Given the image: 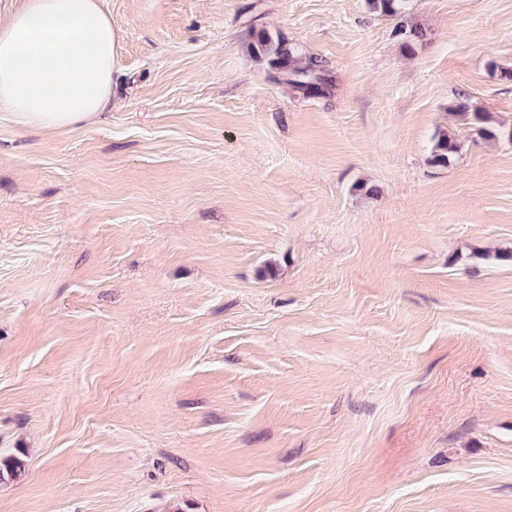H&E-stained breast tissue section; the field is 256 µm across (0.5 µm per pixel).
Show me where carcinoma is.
<instances>
[{"label":"carcinoma","instance_id":"1","mask_svg":"<svg viewBox=\"0 0 512 512\" xmlns=\"http://www.w3.org/2000/svg\"><path fill=\"white\" fill-rule=\"evenodd\" d=\"M370 10L384 17L400 19L396 25L395 34L404 38V47L412 52L414 44L422 37V31L417 26H408V3L410 0H367ZM257 53L271 56V64L275 65L285 76V81L292 87L306 93L322 95L329 89V77L325 66L314 57L303 59L297 51L288 48L281 40H274L263 34L258 39ZM456 141L448 136V132L436 134L433 148V162L439 165L448 164V156L457 152ZM25 463L16 457L0 459V481L10 477L18 478L24 472Z\"/></svg>","mask_w":512,"mask_h":512}]
</instances>
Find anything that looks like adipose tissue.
<instances>
[{
	"label": "adipose tissue",
	"instance_id": "ef3b65f1",
	"mask_svg": "<svg viewBox=\"0 0 512 512\" xmlns=\"http://www.w3.org/2000/svg\"><path fill=\"white\" fill-rule=\"evenodd\" d=\"M114 42L99 0H27L0 25V112L44 130L94 121L111 94Z\"/></svg>",
	"mask_w": 512,
	"mask_h": 512
}]
</instances>
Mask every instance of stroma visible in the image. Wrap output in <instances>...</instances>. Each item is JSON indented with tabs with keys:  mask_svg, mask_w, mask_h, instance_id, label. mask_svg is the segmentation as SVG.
Instances as JSON below:
<instances>
[{
	"mask_svg": "<svg viewBox=\"0 0 512 512\" xmlns=\"http://www.w3.org/2000/svg\"><path fill=\"white\" fill-rule=\"evenodd\" d=\"M100 3L105 115L0 112V512H512V0ZM411 0H367L370 10L380 16L390 17L393 19L400 18L401 21L396 25L395 34L403 36L404 47L414 52V44L422 37V31L417 26L408 28L406 22L409 16L408 3ZM256 50L260 55L273 56L271 64L280 70L293 88L315 95L325 94L329 89L328 70L316 58L303 59L285 42L275 41L266 33L260 35Z\"/></svg>",
	"mask_w": 512,
	"mask_h": 512,
	"instance_id": "obj_1",
	"label": "stroma"
}]
</instances>
